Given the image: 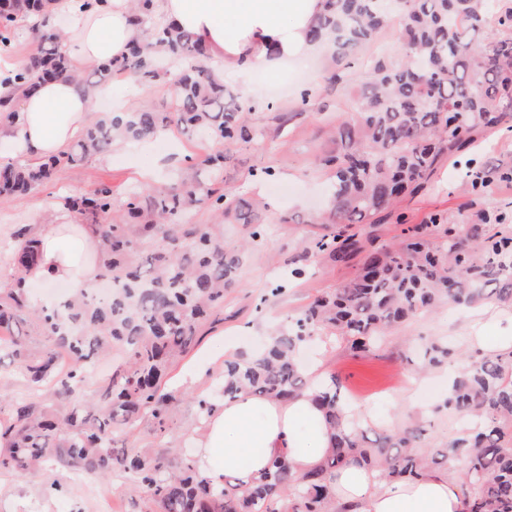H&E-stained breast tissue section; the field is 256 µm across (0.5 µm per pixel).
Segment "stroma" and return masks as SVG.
<instances>
[{"instance_id": "obj_1", "label": "stroma", "mask_w": 512, "mask_h": 512, "mask_svg": "<svg viewBox=\"0 0 512 512\" xmlns=\"http://www.w3.org/2000/svg\"><path fill=\"white\" fill-rule=\"evenodd\" d=\"M399 47L400 26L393 23L360 51L346 82L336 89L326 82L335 68L327 52L277 77L258 69L227 78L229 86L249 87L259 105L250 118L266 127L267 133L238 146L236 165L224 178L228 187L248 200L262 201L258 218L266 234L251 248L235 286L226 291L223 319L206 324L195 348L172 367L166 390L180 398L181 404L165 435H158L151 414L141 415L126 427L120 442L129 454L153 456L175 447L194 455V439L203 420L193 398L206 394L214 373L223 369L225 338L234 336L247 347H260L316 297L333 292L356 274L357 260L337 262L303 250L308 241L332 230L331 225L307 221L310 211L326 209L329 201L331 175L317 158L331 146V128L351 117L352 94L364 79L365 66L375 57L398 60ZM304 90L312 93L305 106L300 103ZM275 113L284 116V125L271 122ZM259 168L271 169L272 177L256 180L252 172ZM177 169L174 163L154 166L151 157L128 150L110 160L91 159L28 195L0 202V276L8 270L7 249L13 244L14 225L39 224L51 217L77 223V216L61 206V197L85 194L105 183L119 203L128 191L143 184L165 187ZM469 169L461 164L453 168L440 165L425 190L397 205L405 223L391 220L375 225L378 243L403 237L408 226L423 223L435 212L443 213L452 224H473L478 213L488 211L502 217L501 222L488 224V234H512V181L493 179L479 195L467 197L461 189L469 180ZM288 214L292 222L282 223V216ZM491 329L502 336L512 335V305L490 301L424 312L380 336L370 351L358 354L351 351L344 337L322 331L306 344L302 356L321 361L324 370L337 377L343 398L366 408L371 428L390 431L413 423L424 430L422 446L442 448L460 435L458 418L445 411L410 409L395 395L411 390L426 404L435 403L441 391L428 381L447 374L449 368L444 365L417 372L409 342L449 340L469 357L474 353L469 336ZM55 478V466L50 462L26 471L0 469V512H104L110 495L116 498L115 512H132L130 488L121 477L78 471L65 479L58 491L52 487Z\"/></svg>"}]
</instances>
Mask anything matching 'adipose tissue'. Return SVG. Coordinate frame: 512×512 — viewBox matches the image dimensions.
I'll return each instance as SVG.
<instances>
[{
    "instance_id": "1",
    "label": "adipose tissue",
    "mask_w": 512,
    "mask_h": 512,
    "mask_svg": "<svg viewBox=\"0 0 512 512\" xmlns=\"http://www.w3.org/2000/svg\"><path fill=\"white\" fill-rule=\"evenodd\" d=\"M326 0H154L162 21L187 29L205 45L220 74L261 69L280 74L317 46L308 33ZM71 21L61 50L75 72L127 54L145 40L135 22L131 0H53L35 20L37 29H57L60 17ZM116 112L129 111V99L108 88H85L66 79L44 81L29 94L13 98V124L0 125V143L31 160H46L66 150L82 133L104 100ZM37 257L26 277L80 290L100 274L95 261L98 238L89 224L50 222L34 228ZM309 389L288 399L242 392L225 399L196 438V466L211 481L230 477L248 486L272 460L287 454L297 473L318 467L332 448V431L317 397L330 384L319 364L304 366ZM336 505L344 512H465L464 496L452 471L440 470L414 480H378L369 467L350 463L333 474Z\"/></svg>"
}]
</instances>
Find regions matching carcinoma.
Wrapping results in <instances>:
<instances>
[{
  "instance_id": "cac0c4a2",
  "label": "carcinoma",
  "mask_w": 512,
  "mask_h": 512,
  "mask_svg": "<svg viewBox=\"0 0 512 512\" xmlns=\"http://www.w3.org/2000/svg\"><path fill=\"white\" fill-rule=\"evenodd\" d=\"M151 3L137 4L149 40L133 43L127 56L101 66L97 80L83 85L93 88L114 75L146 85L163 76L177 88L172 111L145 106L99 112L62 154L40 164L0 166V196L26 194L119 140H145L172 124L209 137L208 182L181 175L165 188L133 189L119 206L105 185L63 199L71 212L104 219L97 225L102 277L111 283L104 297L86 289L52 307L33 302L26 272L35 241L30 225H16L9 274L0 284V331L30 323L43 347L23 353L11 335L0 353L17 360L29 386L54 385L57 404L9 403L0 417V469L26 470L50 460L63 470L124 473L132 492L148 491L149 512H336L328 475L349 461L374 469L381 480L416 479L458 466L466 512H512V353L473 358L454 375L452 393L437 409L455 414L467 428L444 448L416 446L417 426L369 441V427L348 417L336 391L321 399L335 430L333 446L319 467L302 476L279 455L250 487L227 477L214 483L173 451L141 456L116 446L123 426L144 410L159 434L166 431L175 402L162 386L166 371L196 346L208 317L224 308V290L235 285L245 261L247 247L224 244V224L250 226V244L265 235L254 224V209L220 186L223 169L236 160L234 147L264 136L265 128L249 122L248 110L207 65L201 42L157 22ZM45 6L46 0H0V45L9 48L16 23ZM400 8L399 0H327L312 40L330 43L333 59L350 65ZM486 16L487 0H412L401 31L403 61H372L352 117L336 125L334 148L319 156L334 182L329 209L310 223L334 224L336 231L306 250L338 261L359 254V271L264 348L224 362L211 391L195 399L202 417L242 391L286 398L307 388L294 353L318 331L340 333L359 352L377 334L447 303L512 304V234L488 235L482 224H460L450 236L448 219L439 212L399 245L366 247L356 228L392 216L402 223L395 214L401 197L420 193L443 158L466 153L512 116V9L499 16L494 32L486 29ZM42 44L0 82L31 90L41 80L70 75L59 45ZM161 57L197 64L162 72ZM200 209L212 214V223H189L190 213ZM114 347L127 353L125 365L102 381L84 409L63 410L85 386L92 365ZM421 359L425 367H440L460 354L452 343L435 341Z\"/></svg>"
}]
</instances>
